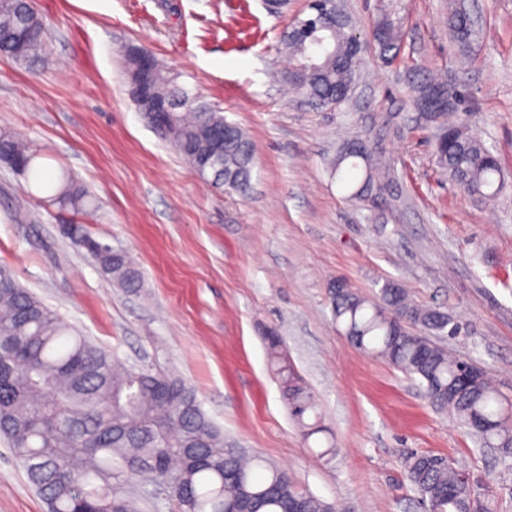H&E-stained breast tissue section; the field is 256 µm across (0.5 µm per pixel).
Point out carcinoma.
<instances>
[{
  "instance_id": "obj_1",
  "label": "carcinoma",
  "mask_w": 512,
  "mask_h": 512,
  "mask_svg": "<svg viewBox=\"0 0 512 512\" xmlns=\"http://www.w3.org/2000/svg\"><path fill=\"white\" fill-rule=\"evenodd\" d=\"M448 29L462 49L476 35L475 28L463 26L456 9L448 14ZM369 36L379 58L396 56L402 42L399 26L382 18ZM357 39L346 16L311 35L292 25L282 40L295 60L288 82L296 85L295 74H303L299 90L315 104L323 100L333 105L334 90L348 81L360 60L350 54V43ZM48 53V33L37 11L22 0H0V55L34 69ZM153 91L177 104L164 137L197 167L213 154L224 115L162 69L154 77ZM429 94L464 99L459 87L442 77L417 86L416 96ZM451 115L445 111L437 116L440 132L450 133L452 141L445 150L436 139L438 162L450 181L476 200L492 202L503 184L499 160L483 142L449 121ZM0 145L21 174L51 191L50 201L87 210V194L72 180L45 182L41 155L26 142L4 132ZM346 163L351 170L362 168L349 198L372 201L383 196L389 171L379 152L348 142L332 162V175L342 178ZM253 165V143L237 126L215 155L219 175L205 181L243 195ZM85 241L105 274L124 288H140L141 274L125 254L89 236ZM331 306L334 320L353 345L419 378L436 409L498 449L505 469L512 468V401L499 393L486 371L477 384L462 387L471 362L449 357L406 328L408 323L421 324L453 335L459 326L448 313L418 307L394 282L385 283L374 300L347 288L331 297ZM268 342L291 415L308 440L323 432L318 422L305 421L315 411L313 396L280 356V337L270 336ZM0 436L10 443L48 512H139L137 500L120 490L121 480L132 476L169 482L182 512H332L324 500L295 490L286 471L224 440L182 379L119 367L111 354L78 334L5 269L0 270ZM405 468L425 512H498L494 495L480 491L463 470L441 456L415 452L407 456Z\"/></svg>"
}]
</instances>
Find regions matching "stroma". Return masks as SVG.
<instances>
[{"label":"stroma","instance_id":"1","mask_svg":"<svg viewBox=\"0 0 512 512\" xmlns=\"http://www.w3.org/2000/svg\"><path fill=\"white\" fill-rule=\"evenodd\" d=\"M50 53L36 69L0 56V131L41 148L46 180L89 193L77 214L0 162V267L114 359L182 378L225 435L288 472L335 512H423L406 477L415 450L448 457L512 512V471L430 404L418 380L360 351L336 324L329 285L372 298L401 284L459 329L433 341L483 367L512 398V0H473L479 35L460 53L449 0H344L360 31L400 23L385 65L364 55L350 99L315 108L279 77L281 36L307 0H34ZM148 49L180 85L243 128L255 145L252 190L205 183L130 97L124 51ZM464 84L459 123L497 155L495 202L448 179L435 125L413 102L431 75ZM367 140L394 183L375 205L349 200L330 164ZM80 224L143 274L132 292L103 273L65 225ZM314 394L333 438L304 439L274 374L265 337ZM334 442L335 454L319 453ZM121 489L141 512H180L164 485ZM0 512H47L0 438Z\"/></svg>","mask_w":512,"mask_h":512}]
</instances>
